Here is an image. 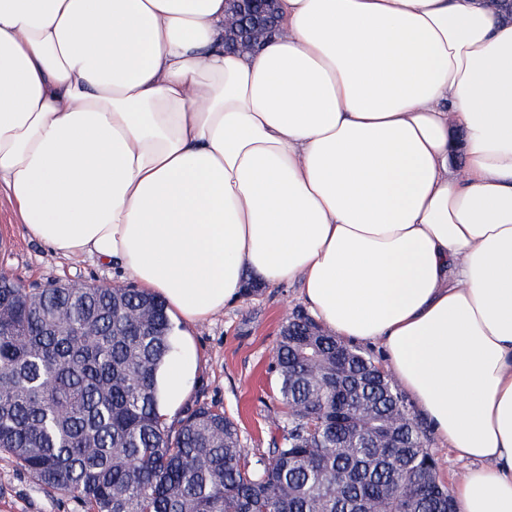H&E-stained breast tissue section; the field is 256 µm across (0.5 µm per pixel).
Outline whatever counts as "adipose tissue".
<instances>
[{"mask_svg":"<svg viewBox=\"0 0 512 512\" xmlns=\"http://www.w3.org/2000/svg\"><path fill=\"white\" fill-rule=\"evenodd\" d=\"M227 11L0 0V193L32 239L122 270L183 325L161 415L201 366L188 326L247 279H297L467 462L457 512H512V14L278 0L246 53Z\"/></svg>","mask_w":512,"mask_h":512,"instance_id":"adipose-tissue-1","label":"adipose tissue"}]
</instances>
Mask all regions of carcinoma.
Instances as JSON below:
<instances>
[{
  "label": "carcinoma",
  "instance_id": "1",
  "mask_svg": "<svg viewBox=\"0 0 512 512\" xmlns=\"http://www.w3.org/2000/svg\"><path fill=\"white\" fill-rule=\"evenodd\" d=\"M174 330L142 289L34 291L0 273V451L88 512H456L394 380L308 314L281 328L283 417L251 456L222 410L159 414Z\"/></svg>",
  "mask_w": 512,
  "mask_h": 512
}]
</instances>
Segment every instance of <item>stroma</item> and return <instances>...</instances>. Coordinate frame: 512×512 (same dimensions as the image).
<instances>
[{
    "mask_svg": "<svg viewBox=\"0 0 512 512\" xmlns=\"http://www.w3.org/2000/svg\"><path fill=\"white\" fill-rule=\"evenodd\" d=\"M28 288L49 283L129 286L133 280L86 257L62 258L27 235L11 204L0 196V270ZM306 305L298 283L259 288L222 314L191 326L202 368L190 402L224 410L237 423L245 448L267 450L282 408L269 373L282 325ZM0 512H84L76 498L38 487L14 459L0 452Z\"/></svg>",
    "mask_w": 512,
    "mask_h": 512,
    "instance_id": "obj_1",
    "label": "stroma"
}]
</instances>
